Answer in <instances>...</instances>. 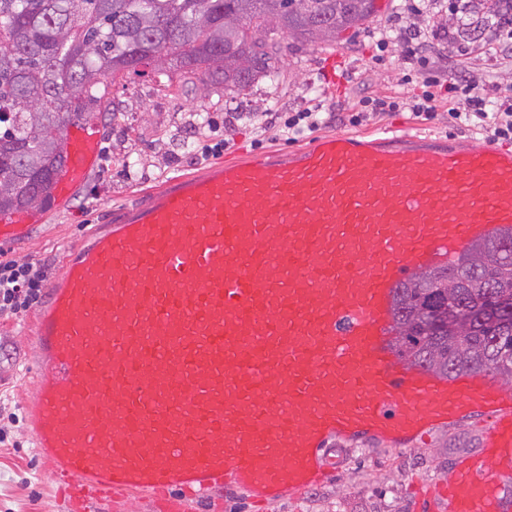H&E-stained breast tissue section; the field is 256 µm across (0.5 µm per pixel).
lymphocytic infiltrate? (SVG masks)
<instances>
[{
  "instance_id": "obj_1",
  "label": "lymphocytic infiltrate",
  "mask_w": 512,
  "mask_h": 512,
  "mask_svg": "<svg viewBox=\"0 0 512 512\" xmlns=\"http://www.w3.org/2000/svg\"><path fill=\"white\" fill-rule=\"evenodd\" d=\"M381 47L399 45L409 62L425 67L421 93L392 99L364 96L353 106L337 113L344 126H363L387 112L408 110L422 122L431 123L439 116V92H449L448 124L474 130L492 142L512 143V96H493L465 74L430 66L426 44L418 33L397 36L381 34ZM47 273L36 261L0 260V316L16 315L36 303L45 286Z\"/></svg>"
}]
</instances>
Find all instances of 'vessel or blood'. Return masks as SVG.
I'll return each mask as SVG.
<instances>
[{
    "mask_svg": "<svg viewBox=\"0 0 512 512\" xmlns=\"http://www.w3.org/2000/svg\"><path fill=\"white\" fill-rule=\"evenodd\" d=\"M53 195L99 159L65 128ZM33 214L0 217V247ZM512 227V148L347 133L219 161L130 204L67 247L32 336L34 452L72 512L218 490L271 507L322 483L330 440L408 447L474 414L490 426L430 493L436 512H512V387L397 359L395 287Z\"/></svg>",
    "mask_w": 512,
    "mask_h": 512,
    "instance_id": "obj_1",
    "label": "vessel or blood"
}]
</instances>
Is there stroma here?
Wrapping results in <instances>:
<instances>
[{"mask_svg": "<svg viewBox=\"0 0 512 512\" xmlns=\"http://www.w3.org/2000/svg\"><path fill=\"white\" fill-rule=\"evenodd\" d=\"M434 28L432 13L412 18L400 0H375L373 17L361 30L342 32L335 45H305L284 57L277 88L255 83L247 96L225 92L223 85L202 91L192 87L159 90L156 83L135 74L109 88L115 117L93 119L100 139L96 167L69 200H54L40 214L27 243L8 249L19 261L41 262L57 271L67 245L126 205L145 201L171 178L199 171L208 158L199 154L205 130L197 129L198 113L207 112L230 146L224 156L240 152L287 151L291 145L271 123L274 112H297L309 106L314 91H322L324 107L354 102L360 94L403 96L420 90L404 84L412 73L400 48L380 50L379 34L401 31L408 25ZM434 59L467 74L490 93L512 90V56L489 55L485 48L455 56L447 37L434 39ZM344 57L345 80L332 83L321 69L325 55ZM387 130L412 135L475 138V131L449 126L446 118L432 124L417 121L409 112H388L374 123L357 127V134L374 136ZM33 310L0 317V512H68L47 467L35 455L20 391L31 367ZM480 428L471 421L432 429L408 448H394L377 440L361 445L340 440L335 445L334 470L327 480L268 508L250 501L246 493L213 495L191 500L183 512H427L425 496L446 484L456 459L475 451Z\"/></svg>", "mask_w": 512, "mask_h": 512, "instance_id": "obj_1", "label": "stroma"}]
</instances>
